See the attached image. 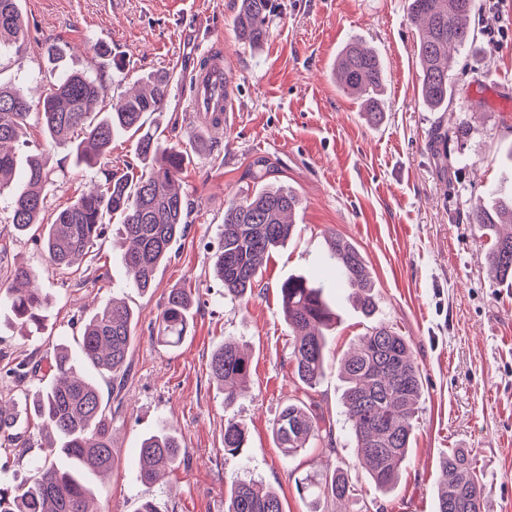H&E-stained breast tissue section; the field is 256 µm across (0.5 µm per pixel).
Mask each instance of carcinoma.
Instances as JSON below:
<instances>
[{
    "label": "carcinoma",
    "mask_w": 512,
    "mask_h": 512,
    "mask_svg": "<svg viewBox=\"0 0 512 512\" xmlns=\"http://www.w3.org/2000/svg\"><path fill=\"white\" fill-rule=\"evenodd\" d=\"M476 0H410L409 20L420 29L416 56L420 66L423 102L434 112H445L451 99L450 62L454 54L475 41L470 26ZM272 0H239L235 16L240 40L260 46L267 34L266 21ZM27 24L20 0H0V47L25 39ZM340 88L355 96L372 123L384 117L380 92L386 71L380 55L359 39L350 40L335 64ZM166 73L150 74L134 95L111 104L102 117L92 115L101 97L100 82L83 73L53 77L42 100L41 111H31L19 89L0 86V188L11 183L20 161L7 144L18 141L30 123L39 125L54 143L69 142L76 164L92 165L110 153L112 139L121 133L139 135L135 155L142 168L128 162L108 170L104 182L82 193L59 210L50 222L43 211L49 173L42 155L25 159L23 182L10 199L11 224L25 235L41 240L53 270L80 265L103 239L114 218L129 242L124 264L130 283L140 292L152 288L160 264L169 259L172 245L186 228L184 199L176 182L187 152L165 146L156 136L140 134L148 113H160L169 93ZM450 129L438 125L431 148L444 151ZM295 194L281 186L266 185L251 195L231 201L224 210V229L212 253L214 275L224 283V296L242 300L259 277L263 260L284 245L295 224L286 217L298 207ZM468 223L488 231L491 244L484 261L500 282L512 281V182L493 187L485 200L468 211ZM330 260L340 271V283L357 294L366 318L375 314L374 282L356 246L336 240ZM30 269L20 266L0 278V302L10 305L21 324L41 328L44 297L32 287ZM282 312L292 333L291 357L295 375L305 390L319 383L324 368V330L334 320L324 287L302 275L288 277L280 286ZM192 299L185 288L172 289L156 318V340L176 347L190 328ZM134 311L124 303H106L83 324L79 351L56 348L48 374L25 403L26 410L0 403V434L14 432L12 440L27 447L18 432L24 418L39 420L44 432V460L20 482L0 486V512H90L94 479L108 474L112 456V413L104 404L99 384L87 375L90 368L101 377L117 378L124 372L136 326ZM212 377L224 386V405L239 396L250 376L249 357L233 342L217 346L210 358ZM345 382L343 404L347 409L353 454L365 465L375 488L388 491L397 482L399 469L410 448L413 419L421 397V373L409 341L383 323L359 337L358 347L341 362ZM273 439L284 455L294 456L309 444L332 442L331 429L322 428L312 403L292 398L282 407L272 427ZM248 428L229 417L224 421V451L248 447ZM184 451L172 428L145 437L139 448L140 477L150 485L160 473L179 466ZM436 512H483L484 487L477 461L464 449H455L440 461ZM305 489H314L311 503L322 500H359L358 484L338 468L317 479L306 476ZM224 512H283L277 494L255 481L233 477L229 481Z\"/></svg>",
    "instance_id": "1"
}]
</instances>
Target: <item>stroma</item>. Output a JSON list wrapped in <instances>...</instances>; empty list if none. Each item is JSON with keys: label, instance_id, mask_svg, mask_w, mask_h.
<instances>
[{"label": "stroma", "instance_id": "obj_1", "mask_svg": "<svg viewBox=\"0 0 512 512\" xmlns=\"http://www.w3.org/2000/svg\"><path fill=\"white\" fill-rule=\"evenodd\" d=\"M478 2L471 19L477 39L457 53L451 103L439 114L421 98L408 0H275L257 49L237 38V0H21L27 38L0 51V84L30 91L36 110L51 75L79 71L102 82L108 106L142 76L168 73L164 110L146 115L144 128L160 140L195 145L180 177L185 233L145 294L127 278L119 223L77 272L61 274L47 268L41 242L14 231L9 195L0 193V275L27 266L46 298L44 327L30 336L0 305V398L20 401L37 390L39 379L19 382L6 369L22 360L46 363L59 344L76 347L84 321L108 301H125L138 316L121 391L101 384L114 412L115 466L95 487L96 512H139L147 499L159 512H224L232 476L273 488L284 512H309L302 479L339 467L361 483L349 512H435L440 461L458 448L478 460L485 512H512V288L496 281L482 258L489 236L464 219L502 180L501 155L512 146V27L500 28L512 20V0ZM356 37L378 49L386 66L385 114L376 125L334 79L339 52ZM218 51L235 106L223 129L202 132L190 77L203 55ZM441 119L454 132L444 165L429 147ZM14 148L47 159L53 184L46 214L102 180L99 168L75 166L69 144L47 145L39 127L27 128ZM264 182L297 195L296 230L264 261L251 295L230 300L211 265L224 208ZM335 236L363 255L377 308L366 319L349 289H326L338 318L323 376L309 395L331 424L332 441L289 458L272 437L298 386L279 288L291 275L327 279ZM174 288L191 290L193 318L184 341L165 348L154 340L155 318ZM375 320L410 340L422 378L407 459L386 494L366 483L351 451L339 373ZM226 340L251 360L247 387L230 407L209 370L212 350ZM230 414L249 432L248 448L235 455L223 443ZM162 426L175 428L184 459L147 486L139 447ZM27 436L25 448L0 437L1 486L19 482L42 460L38 426Z\"/></svg>", "mask_w": 512, "mask_h": 512}]
</instances>
